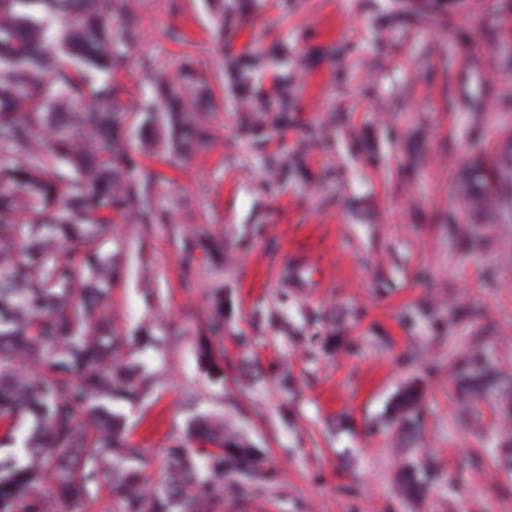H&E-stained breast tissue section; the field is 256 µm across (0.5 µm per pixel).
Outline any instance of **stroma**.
<instances>
[{
	"label": "stroma",
	"instance_id": "stroma-1",
	"mask_svg": "<svg viewBox=\"0 0 512 512\" xmlns=\"http://www.w3.org/2000/svg\"><path fill=\"white\" fill-rule=\"evenodd\" d=\"M134 3L138 38L113 76L125 136L139 144L154 123L139 109L154 73L190 59L216 138L183 165L144 153L165 219L113 215L100 243L115 269L103 316L157 380L112 406L134 467L161 481L167 447L218 417L263 473L244 490L225 478L220 512H512L497 461L512 448V211L478 223L462 189L467 162L512 135V0ZM256 53L270 62L240 92L229 61ZM282 85L293 111L245 132L246 107ZM293 154L300 167L283 166ZM143 329L162 346L141 349ZM476 354L498 386L468 396L456 381ZM420 463L423 490L405 496L398 473Z\"/></svg>",
	"mask_w": 512,
	"mask_h": 512
}]
</instances>
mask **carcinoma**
Here are the masks:
<instances>
[{"label": "carcinoma", "instance_id": "obj_1", "mask_svg": "<svg viewBox=\"0 0 512 512\" xmlns=\"http://www.w3.org/2000/svg\"><path fill=\"white\" fill-rule=\"evenodd\" d=\"M123 19L122 40L137 37L128 0H0V419L30 422L31 461L0 455V512H49L39 491L54 474L53 496L66 506L83 499L112 461L134 458L112 403L142 399L155 378L125 362L123 342L98 314L112 286V260L98 240L110 228L104 212L130 214L141 224L163 217L158 177L145 170L117 121L121 87L109 75L125 66L114 49L109 20ZM197 75L184 70L181 91L158 80L142 102L163 114L171 130L165 151L180 161L208 148L214 136L195 119L184 90ZM468 192L483 219L489 187L512 198V160L469 167ZM209 327L224 322V293L210 297ZM34 366L19 369V360ZM460 387L492 388L491 371L475 360ZM213 447L167 448L172 468L166 488L144 489L130 472L111 491L124 512H197L201 501L217 512L215 485L232 474L244 484L259 474L255 449L213 428L196 425ZM409 496L420 492L417 470L401 474Z\"/></svg>", "mask_w": 512, "mask_h": 512}]
</instances>
